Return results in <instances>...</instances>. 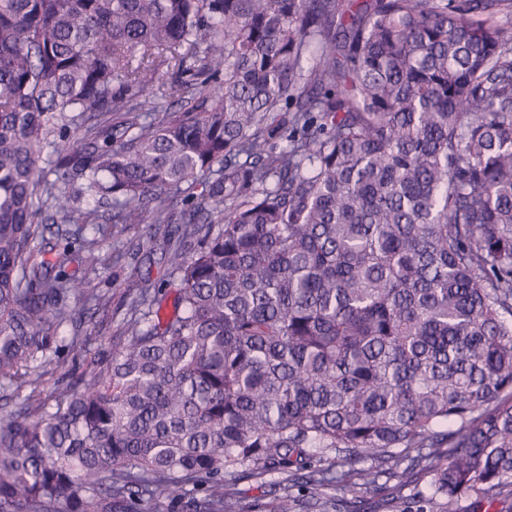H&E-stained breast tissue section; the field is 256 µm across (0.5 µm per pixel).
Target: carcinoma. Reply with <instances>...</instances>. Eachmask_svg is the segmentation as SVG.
I'll return each instance as SVG.
<instances>
[{
	"mask_svg": "<svg viewBox=\"0 0 512 512\" xmlns=\"http://www.w3.org/2000/svg\"><path fill=\"white\" fill-rule=\"evenodd\" d=\"M160 79L185 106L142 101ZM41 186L77 227L55 274ZM117 227L163 240L174 313L144 283L51 406L61 328L112 308ZM5 384L30 392L0 408V512H160L188 486L189 512H363L423 474L416 512L511 500L512 0H0ZM236 488L244 500L264 499V502H273L274 500V496L271 493L272 485H270L268 479L260 480L252 477H240L237 480Z\"/></svg>",
	"mask_w": 512,
	"mask_h": 512,
	"instance_id": "1",
	"label": "carcinoma"
}]
</instances>
